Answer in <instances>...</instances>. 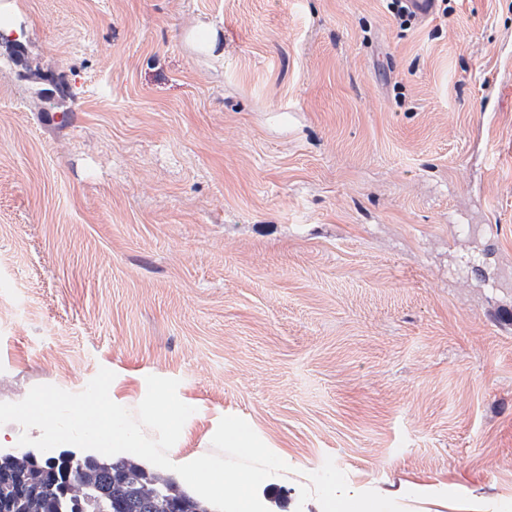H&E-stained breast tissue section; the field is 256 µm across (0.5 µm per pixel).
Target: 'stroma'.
Segmentation results:
<instances>
[{
  "label": "stroma",
  "mask_w": 512,
  "mask_h": 512,
  "mask_svg": "<svg viewBox=\"0 0 512 512\" xmlns=\"http://www.w3.org/2000/svg\"><path fill=\"white\" fill-rule=\"evenodd\" d=\"M445 5L0 0V402L173 378L286 512H512V0Z\"/></svg>",
  "instance_id": "35a3bbf8"
}]
</instances>
